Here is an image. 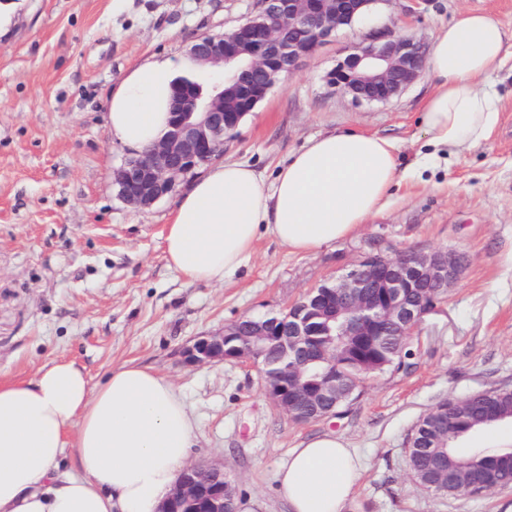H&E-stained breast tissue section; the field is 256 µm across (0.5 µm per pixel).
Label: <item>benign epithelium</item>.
Wrapping results in <instances>:
<instances>
[{
    "mask_svg": "<svg viewBox=\"0 0 512 512\" xmlns=\"http://www.w3.org/2000/svg\"><path fill=\"white\" fill-rule=\"evenodd\" d=\"M377 0H261V19L247 20L222 35L198 38L189 53L201 81L177 84L168 130L140 156L114 174L120 196L145 208L172 192L178 178L224 152V134L265 99L278 78L293 73L337 32L363 19ZM426 52L394 34L373 36L350 48L328 73L336 90L361 103L398 95L425 72ZM234 101V107L227 102ZM460 260L445 252L354 265L341 276L310 289L283 316H265L245 326L237 321L197 339L184 362H246L264 382L271 404L299 422L300 407L336 397V360L316 354L314 336L336 335V319L350 336H376L383 321L388 335L407 341L460 273ZM282 366L269 370L267 350ZM230 479L224 464L184 467L162 512H236L224 507Z\"/></svg>",
    "mask_w": 512,
    "mask_h": 512,
    "instance_id": "7a95c632",
    "label": "benign epithelium"
}]
</instances>
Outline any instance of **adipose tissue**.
Returning a JSON list of instances; mask_svg holds the SVG:
<instances>
[{"mask_svg": "<svg viewBox=\"0 0 512 512\" xmlns=\"http://www.w3.org/2000/svg\"><path fill=\"white\" fill-rule=\"evenodd\" d=\"M512 56V39L492 17L459 14L428 59L433 91L419 126L430 151L471 149L497 129L491 79ZM151 61L113 88L106 124L140 155L167 129L176 70ZM397 145L356 132L318 135L274 178L242 161L209 165L178 197L163 240L171 269L216 283L251 256L260 232L304 253L348 236L392 201L408 179ZM196 423L168 379L134 362L90 384L74 362L54 359L27 381H0V512H160L196 438ZM77 471H62L65 452ZM361 463L342 437L323 434L293 449L276 479L291 512H343Z\"/></svg>", "mask_w": 512, "mask_h": 512, "instance_id": "ef3b65f1", "label": "adipose tissue"}]
</instances>
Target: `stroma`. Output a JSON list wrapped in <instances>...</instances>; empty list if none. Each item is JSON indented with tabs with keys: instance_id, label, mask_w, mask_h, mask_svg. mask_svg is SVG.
I'll list each match as a JSON object with an SVG mask.
<instances>
[{
	"instance_id": "obj_1",
	"label": "stroma",
	"mask_w": 512,
	"mask_h": 512,
	"mask_svg": "<svg viewBox=\"0 0 512 512\" xmlns=\"http://www.w3.org/2000/svg\"><path fill=\"white\" fill-rule=\"evenodd\" d=\"M258 0H0V378L25 381L62 357L91 382L127 361L165 376L199 431L193 463L220 460L238 505L289 512L276 480L292 448L341 436L363 459L347 512H512V487L446 498L415 479L407 441L440 403L512 389V61L492 78L501 121L488 140L418 171L347 238L295 254L273 236L220 283L169 268L163 237L177 200L135 209L113 173L129 155L105 112L113 85L153 59H178L203 35L254 14ZM512 31V0H379L339 31L224 140V159L272 174L313 136L355 131L395 140L400 169L424 152L422 76L385 104L326 80L351 46L386 30L424 46L462 12ZM464 259L435 312L408 341L411 369L367 380L340 415L298 423L268 400L256 369L188 365L185 348L247 315L287 311L309 289L372 254Z\"/></svg>"
}]
</instances>
